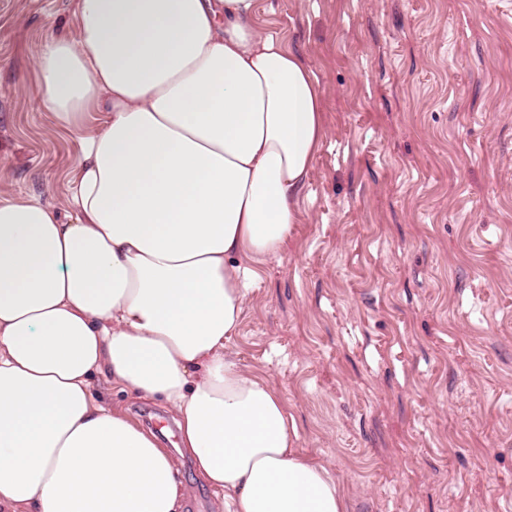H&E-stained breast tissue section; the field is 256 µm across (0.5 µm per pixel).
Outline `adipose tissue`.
Instances as JSON below:
<instances>
[{
  "label": "adipose tissue",
  "mask_w": 512,
  "mask_h": 512,
  "mask_svg": "<svg viewBox=\"0 0 512 512\" xmlns=\"http://www.w3.org/2000/svg\"><path fill=\"white\" fill-rule=\"evenodd\" d=\"M258 0H74L34 61L81 137L67 195L0 199V512H178L157 437L102 387L157 399L226 512H348L295 421L228 350L298 222L326 136L317 78Z\"/></svg>",
  "instance_id": "ef3b65f1"
}]
</instances>
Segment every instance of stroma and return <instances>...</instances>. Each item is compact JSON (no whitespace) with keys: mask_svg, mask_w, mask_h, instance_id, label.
I'll list each match as a JSON object with an SVG mask.
<instances>
[{"mask_svg":"<svg viewBox=\"0 0 512 512\" xmlns=\"http://www.w3.org/2000/svg\"><path fill=\"white\" fill-rule=\"evenodd\" d=\"M72 0H0V194L62 200L82 131L33 101ZM327 135L231 351L283 397L350 512H512V0H260ZM217 512L162 403L110 389Z\"/></svg>","mask_w":512,"mask_h":512,"instance_id":"stroma-1","label":"stroma"}]
</instances>
